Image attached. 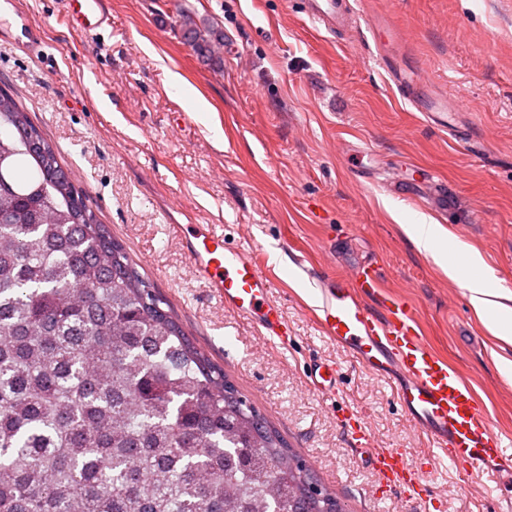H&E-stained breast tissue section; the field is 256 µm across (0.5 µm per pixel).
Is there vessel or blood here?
Segmentation results:
<instances>
[{
  "instance_id": "vessel-or-blood-1",
  "label": "vessel or blood",
  "mask_w": 512,
  "mask_h": 512,
  "mask_svg": "<svg viewBox=\"0 0 512 512\" xmlns=\"http://www.w3.org/2000/svg\"><path fill=\"white\" fill-rule=\"evenodd\" d=\"M63 3L65 21L73 30L92 36L110 23L107 0ZM305 13L314 25L330 31L345 24L354 9L351 0H306ZM15 40L33 54L41 53L44 45L22 13L17 16ZM380 61L389 82L427 124L455 132L447 99L417 96V86L427 80L425 74L397 68L385 55ZM176 231L192 274L213 288L226 308L251 320L276 343L287 344L288 324L270 296L273 283L262 274L256 254L228 247L223 235L205 224H180ZM316 295L314 319L326 336L369 371L393 369L401 374L398 400L411 425L429 436L439 459L470 474L512 473V444L492 428L472 384L425 339L416 308L386 289L380 267L370 262L348 276L317 279ZM337 376L335 366L317 364L311 372L312 387L333 393ZM348 435L387 486L411 497L422 494L425 474L400 449L371 447L360 426L349 427Z\"/></svg>"
}]
</instances>
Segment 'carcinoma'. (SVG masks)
<instances>
[{
  "mask_svg": "<svg viewBox=\"0 0 512 512\" xmlns=\"http://www.w3.org/2000/svg\"><path fill=\"white\" fill-rule=\"evenodd\" d=\"M181 25L210 57L224 35ZM0 512H345L0 90Z\"/></svg>",
  "mask_w": 512,
  "mask_h": 512,
  "instance_id": "1",
  "label": "carcinoma"
}]
</instances>
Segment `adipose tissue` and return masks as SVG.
I'll return each mask as SVG.
<instances>
[{
	"instance_id": "adipose-tissue-1",
	"label": "adipose tissue",
	"mask_w": 512,
	"mask_h": 512,
	"mask_svg": "<svg viewBox=\"0 0 512 512\" xmlns=\"http://www.w3.org/2000/svg\"><path fill=\"white\" fill-rule=\"evenodd\" d=\"M402 230L419 252L437 260L450 279L465 277L470 301L477 311L484 312L495 308L496 303L491 299L492 291L478 252H471L466 266L462 267L458 262L448 259L447 249L435 225L406 224L403 225Z\"/></svg>"
}]
</instances>
